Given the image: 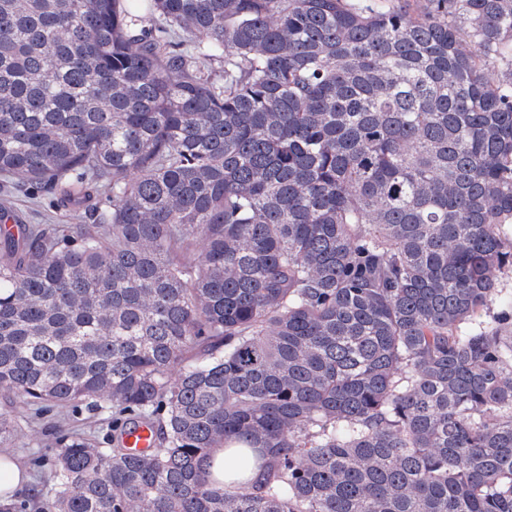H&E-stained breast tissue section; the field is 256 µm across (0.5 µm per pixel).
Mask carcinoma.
Returning a JSON list of instances; mask_svg holds the SVG:
<instances>
[{"label": "carcinoma", "instance_id": "obj_1", "mask_svg": "<svg viewBox=\"0 0 512 512\" xmlns=\"http://www.w3.org/2000/svg\"><path fill=\"white\" fill-rule=\"evenodd\" d=\"M16 181L0 393L112 407L38 512H512V0H0ZM14 209L24 212L28 221L33 224H75L76 217L63 208L59 207L51 194L40 192L30 184L17 188L12 197ZM152 441V431L145 424L127 431L122 438V444L125 448H135L137 451H145L151 448Z\"/></svg>", "mask_w": 512, "mask_h": 512}]
</instances>
